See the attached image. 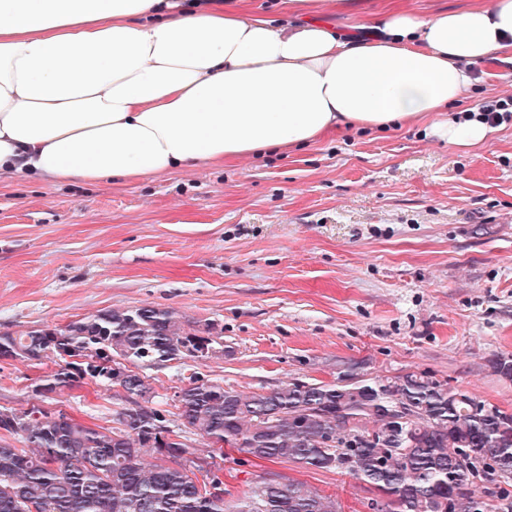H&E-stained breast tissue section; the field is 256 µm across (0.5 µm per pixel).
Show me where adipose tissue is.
<instances>
[{
  "instance_id": "ef3b65f1",
  "label": "adipose tissue",
  "mask_w": 512,
  "mask_h": 512,
  "mask_svg": "<svg viewBox=\"0 0 512 512\" xmlns=\"http://www.w3.org/2000/svg\"><path fill=\"white\" fill-rule=\"evenodd\" d=\"M310 0H0V171L92 184L222 165L330 131L401 124L453 147L493 128L448 107L512 52V0L339 34Z\"/></svg>"
}]
</instances>
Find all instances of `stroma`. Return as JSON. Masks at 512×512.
I'll return each mask as SVG.
<instances>
[{
    "label": "stroma",
    "mask_w": 512,
    "mask_h": 512,
    "mask_svg": "<svg viewBox=\"0 0 512 512\" xmlns=\"http://www.w3.org/2000/svg\"><path fill=\"white\" fill-rule=\"evenodd\" d=\"M387 0H322L337 32H370ZM512 95V57L479 67L452 112ZM154 305L210 328L222 351L141 367L155 408L192 379L238 391L333 381L355 363L426 372L512 412V124L461 149L415 126L339 132L259 159L134 182L68 184L0 172V334ZM54 357L0 360V408L61 409L102 425L122 393L84 378L52 398ZM231 496L297 480L371 512L348 473L224 453Z\"/></svg>",
    "instance_id": "obj_1"
}]
</instances>
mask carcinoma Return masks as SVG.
<instances>
[{
	"instance_id": "obj_1",
	"label": "carcinoma",
	"mask_w": 512,
	"mask_h": 512,
	"mask_svg": "<svg viewBox=\"0 0 512 512\" xmlns=\"http://www.w3.org/2000/svg\"><path fill=\"white\" fill-rule=\"evenodd\" d=\"M216 340L184 325L173 310L145 305L103 310L61 327L0 334V356L19 361L50 352L58 370L47 395L89 377L120 385L135 404L113 426H90L45 410L0 409V512H341L336 499L304 482L269 478L235 503L202 493L198 477L160 443L170 429L150 406L153 360L210 357ZM183 429L220 447L300 469L353 474L379 497L374 512H512V412L424 372L371 376L356 365L331 382L294 378L266 392L197 379L178 395Z\"/></svg>"
}]
</instances>
